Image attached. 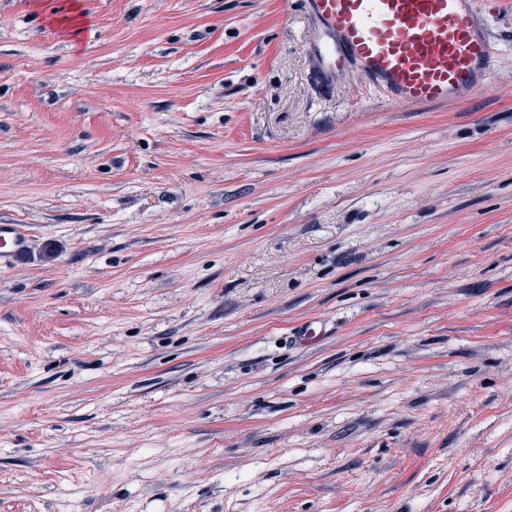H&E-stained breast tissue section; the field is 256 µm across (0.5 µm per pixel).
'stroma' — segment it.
Here are the masks:
<instances>
[{"label": "stroma", "instance_id": "35a3bbf8", "mask_svg": "<svg viewBox=\"0 0 512 512\" xmlns=\"http://www.w3.org/2000/svg\"><path fill=\"white\" fill-rule=\"evenodd\" d=\"M34 2L0 0V512H512V0L484 87L415 110L319 84L304 0ZM14 224L0 225V257L13 258L24 247V237Z\"/></svg>", "mask_w": 512, "mask_h": 512}]
</instances>
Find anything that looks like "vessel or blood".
I'll return each mask as SVG.
<instances>
[{"mask_svg":"<svg viewBox=\"0 0 512 512\" xmlns=\"http://www.w3.org/2000/svg\"><path fill=\"white\" fill-rule=\"evenodd\" d=\"M475 3L305 0L316 79L326 85L353 69L396 107L458 104L483 87L492 65L491 38L477 22ZM23 243L15 225H0V257H15Z\"/></svg>","mask_w":512,"mask_h":512,"instance_id":"b4317fda","label":"vessel or blood"}]
</instances>
